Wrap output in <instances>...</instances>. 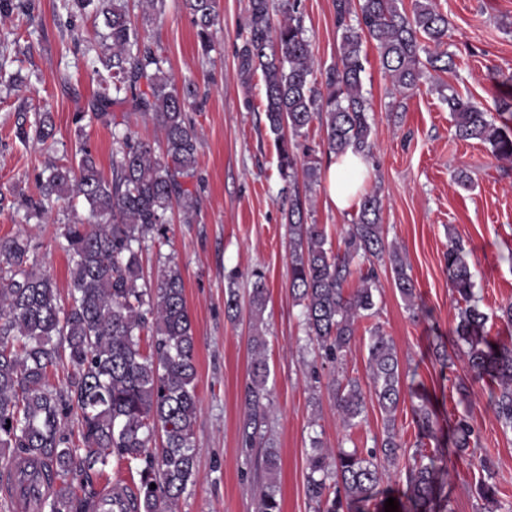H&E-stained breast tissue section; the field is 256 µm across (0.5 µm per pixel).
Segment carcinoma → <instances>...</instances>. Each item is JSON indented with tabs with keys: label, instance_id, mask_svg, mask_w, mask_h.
Here are the masks:
<instances>
[{
	"label": "carcinoma",
	"instance_id": "1",
	"mask_svg": "<svg viewBox=\"0 0 512 512\" xmlns=\"http://www.w3.org/2000/svg\"><path fill=\"white\" fill-rule=\"evenodd\" d=\"M71 31L93 8L105 32L92 46L97 93L76 113L117 127L115 108L151 120L159 128L155 142L132 134L112 133V173L98 168L87 143L74 157L47 163L35 176L33 193L16 197L24 217L37 223L51 219L53 204L81 198L86 216L72 215L62 237L71 261L70 282L61 295L53 279L31 258V244L21 235L0 237V469L16 461L27 464L37 482L56 484L43 501L47 512H90L96 492L92 474L102 473L112 458L134 462L139 483L122 512H177L180 498L193 484L198 449L194 428L198 414L196 343L180 268L167 263L154 286L143 281L146 240H167L168 212L178 209L191 224L198 197L185 187L198 164L200 133L188 112L204 102L197 83L176 84L164 69L159 48L143 41L132 25L129 0H63ZM203 53L220 29L216 0H182ZM341 32L336 63L324 77L314 69L311 41L302 24L301 0H248L247 23L236 49L241 83L261 73L265 117L276 135L278 166L286 186L282 204L291 243L289 288L301 306L306 336L322 359L339 365L355 342L358 322L371 316L378 290L374 261L389 257L393 282L408 308H414L415 283L399 252L389 248L379 222L382 200L365 194L357 218L333 250L325 228L306 222L307 187L320 182L314 162L298 167L296 139L314 122L324 130L327 154L348 150L368 157L374 149L370 107L362 93L364 43L375 44L385 73L403 93L419 89L424 70L448 73L457 63L448 52V17L434 0H334ZM33 0H0V19L18 12L34 19ZM454 134L477 140L492 157L512 162V135L471 100L448 88ZM51 113H38L31 124H17L22 143L45 144L54 137ZM448 279L465 304L453 332L465 345L473 381L488 383V403L503 429L512 431V347H493L487 315L474 300L472 272L458 242L446 252ZM360 285L346 292L354 274ZM265 283L249 293L252 361L245 389L241 426L247 448H263L267 481L260 512H280L276 481L278 458L266 439L270 406V369L264 354ZM150 333L147 346L142 336ZM372 399L385 415V436L378 448L324 449L312 439L306 496L315 512H351L369 501L384 479L385 464L405 455L397 441L393 414L404 400V379L393 341L375 326L367 343ZM66 373L59 388L49 385L51 372ZM336 412L348 428L365 418L367 396L359 384L338 370L327 383ZM477 436L465 418L454 428V455L477 454ZM487 479L479 492L494 501L491 463L480 459ZM439 470L434 458L416 449L405 466V496L412 512H435ZM156 488H151V485Z\"/></svg>",
	"mask_w": 512,
	"mask_h": 512
}]
</instances>
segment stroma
<instances>
[{"mask_svg":"<svg viewBox=\"0 0 512 512\" xmlns=\"http://www.w3.org/2000/svg\"><path fill=\"white\" fill-rule=\"evenodd\" d=\"M435 3L448 17V50L456 56V71H428L419 89L403 96L394 91L374 43L364 46L363 94L375 143L365 190L382 198L386 239L404 255L417 298L414 309H407L388 261L377 262L373 314L359 322L344 371L371 391L366 343L370 328L380 325L394 343L402 370L414 376L411 393L395 413L404 448L419 446L415 409L425 404L432 411L435 436L424 448L441 467L437 512H512V432L503 430L489 407L485 382L472 383L468 405H458L455 382L467 375L462 357L447 369L433 355L438 338L450 336L457 322V296L445 261L454 240L467 254L491 341L512 345V324L500 317L501 306L512 302V164L496 161L486 145L454 138L444 101L453 89L493 116L499 99L512 96V0ZM246 5L247 0H217L222 31L205 55L181 0H168L165 14L149 21L138 0L130 3L140 34L161 48L165 70L176 81L195 80L207 93L202 110L192 115L201 133L198 215L191 224L172 219L169 243L145 250L142 261L151 284L159 267L174 258L196 339L197 473L179 512H258L263 451L243 448L240 434L251 357L248 295L255 272L264 274L268 289L264 318L272 411L266 437L278 455L281 512H313L305 492L312 437L326 448L366 451L384 434L383 417L372 403L359 426L344 427L326 385L332 366L313 365L317 354L305 340L301 308L289 290L290 243L279 202L283 181L275 136L266 123L263 83L257 77L242 86L236 71L235 46L246 24ZM301 11L315 68L325 72L334 65L340 44L333 0H301ZM63 13L62 0H36L33 18L16 15L0 23V41L8 42L13 58L7 70L23 80L19 88L0 81V194L6 196L33 190L45 162L72 157L81 138L91 144L103 174L111 172V128L89 118L74 121L78 104L96 89L86 50L103 26L86 16L74 36L59 23ZM23 107L51 112L55 137L50 151L16 139ZM460 170L469 173L470 187L457 183ZM309 196V223L323 225L332 244H339L355 211L338 212L321 184ZM74 212L85 214L82 200L59 202L54 222L36 224L9 204L0 205V237L27 236L40 269L63 291L71 263L60 223ZM231 287L239 294L233 317L224 311ZM464 412L493 464L492 505L478 494L484 478L479 459L448 453L450 431Z\"/></svg>","mask_w":512,"mask_h":512,"instance_id":"1","label":"stroma"}]
</instances>
